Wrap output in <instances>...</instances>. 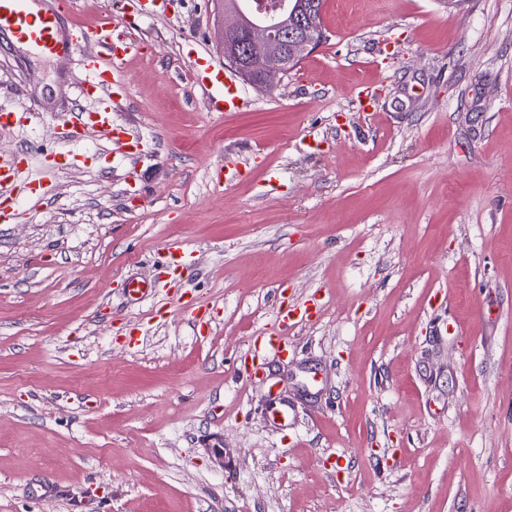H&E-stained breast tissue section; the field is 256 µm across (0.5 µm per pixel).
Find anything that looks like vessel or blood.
<instances>
[{"mask_svg": "<svg viewBox=\"0 0 512 512\" xmlns=\"http://www.w3.org/2000/svg\"><path fill=\"white\" fill-rule=\"evenodd\" d=\"M72 8L73 0H0V34L11 35L17 44L44 57L78 58L82 71L80 92L83 97L94 99L97 106L92 111L72 113L62 133L63 141H78L87 129L93 128L127 150H137L139 142L113 125L112 104L119 83L118 69L128 56L144 53L145 47L129 40L121 24L107 14L91 28L71 23ZM194 71V89L206 100L210 116L219 118L239 109L242 97L223 66L200 55L194 60ZM21 164L16 156L0 157V222L4 224L10 222L25 197L42 192L36 185L21 186ZM189 257L190 252L183 245L169 243L161 267L165 281H181ZM308 316V308L280 306L279 332L257 337L258 350L265 354L286 351L289 332Z\"/></svg>", "mask_w": 512, "mask_h": 512, "instance_id": "b4317fda", "label": "vessel or blood"}]
</instances>
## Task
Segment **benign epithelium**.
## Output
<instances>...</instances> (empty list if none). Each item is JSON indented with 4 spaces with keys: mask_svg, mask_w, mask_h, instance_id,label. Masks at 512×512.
<instances>
[{
    "mask_svg": "<svg viewBox=\"0 0 512 512\" xmlns=\"http://www.w3.org/2000/svg\"><path fill=\"white\" fill-rule=\"evenodd\" d=\"M224 39L236 41L238 51L226 57L228 67L247 81L271 88L275 80L288 75L292 64L315 50L322 40L320 31L310 27L301 35L288 36V24L270 13L244 27L239 13L223 12Z\"/></svg>",
    "mask_w": 512,
    "mask_h": 512,
    "instance_id": "7a95c632",
    "label": "benign epithelium"
}]
</instances>
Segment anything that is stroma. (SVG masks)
I'll return each mask as SVG.
<instances>
[{
    "mask_svg": "<svg viewBox=\"0 0 512 512\" xmlns=\"http://www.w3.org/2000/svg\"><path fill=\"white\" fill-rule=\"evenodd\" d=\"M128 2L72 19L147 47L112 114L133 153L89 131L46 173L81 71L0 36L27 116L0 155L49 183L0 223V512H512V0H327L322 44L219 119L188 70L224 59L218 0ZM172 241L187 289L128 301ZM281 290L315 311L241 377Z\"/></svg>",
    "mask_w": 512,
    "mask_h": 512,
    "instance_id": "35a3bbf8",
    "label": "stroma"
}]
</instances>
